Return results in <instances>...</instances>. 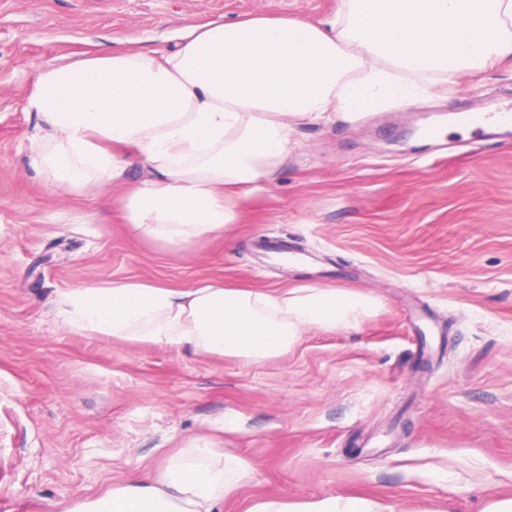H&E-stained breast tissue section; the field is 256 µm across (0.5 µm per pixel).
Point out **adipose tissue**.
Segmentation results:
<instances>
[{
	"mask_svg": "<svg viewBox=\"0 0 512 512\" xmlns=\"http://www.w3.org/2000/svg\"><path fill=\"white\" fill-rule=\"evenodd\" d=\"M176 51L127 49L42 69L26 99L49 127L32 163L64 194L113 187L134 234L168 248L222 237L237 222L230 192L261 189L288 155L293 126L406 104L435 86L512 57V0H339L314 24L297 18L210 21L184 28ZM140 160L145 176L127 186ZM368 297L300 285L238 290L144 282L69 292L72 329L248 363L286 354L302 330L358 323ZM196 445L152 478L112 487L81 512H213L246 474ZM252 512H373L327 498L300 510L277 500Z\"/></svg>",
	"mask_w": 512,
	"mask_h": 512,
	"instance_id": "ef3b65f1",
	"label": "adipose tissue"
}]
</instances>
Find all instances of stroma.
<instances>
[{"mask_svg": "<svg viewBox=\"0 0 512 512\" xmlns=\"http://www.w3.org/2000/svg\"><path fill=\"white\" fill-rule=\"evenodd\" d=\"M337 0H0V512H70L210 442L251 465L218 512L327 497L376 512L512 498V60L397 107L293 127L288 159L223 237L166 249L111 194L63 195L30 162L40 69L169 52L208 21L316 22ZM203 280L370 296L251 365L69 328L72 289Z\"/></svg>", "mask_w": 512, "mask_h": 512, "instance_id": "stroma-1", "label": "stroma"}]
</instances>
